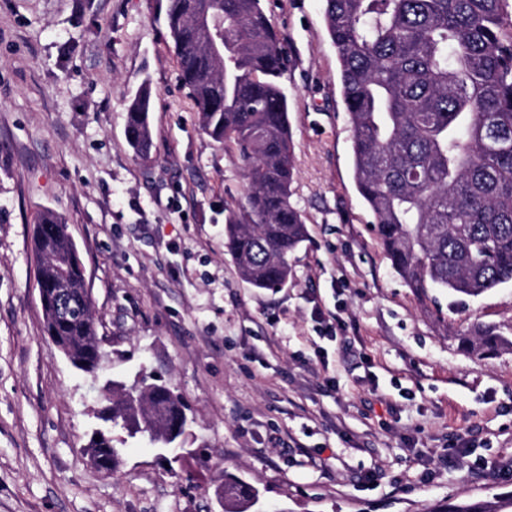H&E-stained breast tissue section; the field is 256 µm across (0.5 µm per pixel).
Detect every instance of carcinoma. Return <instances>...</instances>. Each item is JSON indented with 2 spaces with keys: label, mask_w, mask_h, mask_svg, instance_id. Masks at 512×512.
<instances>
[{
  "label": "carcinoma",
  "mask_w": 512,
  "mask_h": 512,
  "mask_svg": "<svg viewBox=\"0 0 512 512\" xmlns=\"http://www.w3.org/2000/svg\"><path fill=\"white\" fill-rule=\"evenodd\" d=\"M223 26V52L201 44L191 0H158L182 84L202 129L233 150L249 190L225 216L224 245L241 279L284 287L289 256L307 239L292 202L295 165L282 38L262 0H202ZM509 0H324V21L340 65L352 126L353 178L392 268L405 285L478 296L512 283V11ZM151 92L144 80L128 105L127 137L137 153L151 140ZM38 286L64 351L80 370L98 365L92 299L63 218L39 214ZM465 349L481 353L512 340L478 324ZM181 398L161 379L112 401V425L157 444L185 422ZM90 455L119 449L106 430ZM223 512H262L260 492L220 483Z\"/></svg>",
  "instance_id": "obj_1"
}]
</instances>
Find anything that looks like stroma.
Wrapping results in <instances>:
<instances>
[{"label": "stroma", "mask_w": 512, "mask_h": 512, "mask_svg": "<svg viewBox=\"0 0 512 512\" xmlns=\"http://www.w3.org/2000/svg\"><path fill=\"white\" fill-rule=\"evenodd\" d=\"M290 64L309 237L277 290L243 282L224 211L232 151L204 133L155 0H0V512H219L237 477L280 512H445L512 494V284L422 296L394 273L351 171V127L321 0H264ZM152 89V147L127 106ZM61 215L84 266L102 362L75 368L44 330L33 233ZM341 317L343 341L323 338ZM159 377L186 406L181 456L114 428L112 475L86 446L106 388ZM467 456L449 454L452 446ZM151 109V92L148 81H142L128 105L127 137L136 153H147L151 130L149 112ZM474 340L463 338L462 344L465 349L472 353H481L485 350L493 349L500 344H506L512 347V340L504 336L499 327L491 325L478 324L472 329Z\"/></svg>", "instance_id": "35a3bbf8"}]
</instances>
